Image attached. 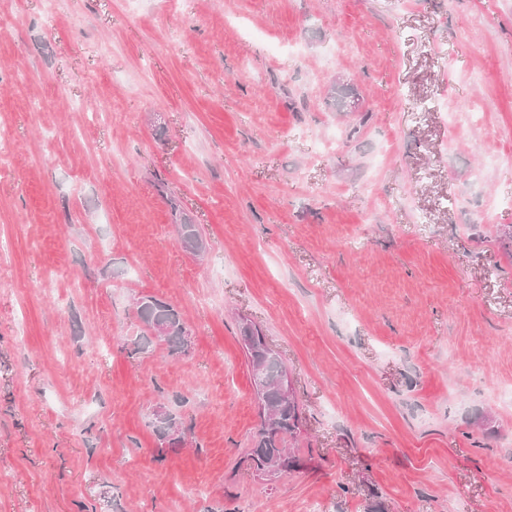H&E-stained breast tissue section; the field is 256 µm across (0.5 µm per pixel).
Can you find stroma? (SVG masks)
<instances>
[{
	"label": "stroma",
	"mask_w": 512,
	"mask_h": 512,
	"mask_svg": "<svg viewBox=\"0 0 512 512\" xmlns=\"http://www.w3.org/2000/svg\"><path fill=\"white\" fill-rule=\"evenodd\" d=\"M511 385L512 0H0V512H512ZM139 303L138 315L151 331L155 323H166L169 326L167 336H155L159 341L166 343L171 351H177L184 346L181 336L186 328L174 306L152 297L143 298ZM240 335L251 365L250 374L260 416V425L245 461L258 476L276 477L283 472L297 470L301 459L297 448H287L286 439H297L301 417L295 393L289 398L288 389L283 388L286 398L280 390L281 382L287 379L285 366L279 355L268 347L259 328L243 324ZM272 462L280 463V466L275 473L268 475L265 469L271 468Z\"/></svg>",
	"instance_id": "1"
}]
</instances>
